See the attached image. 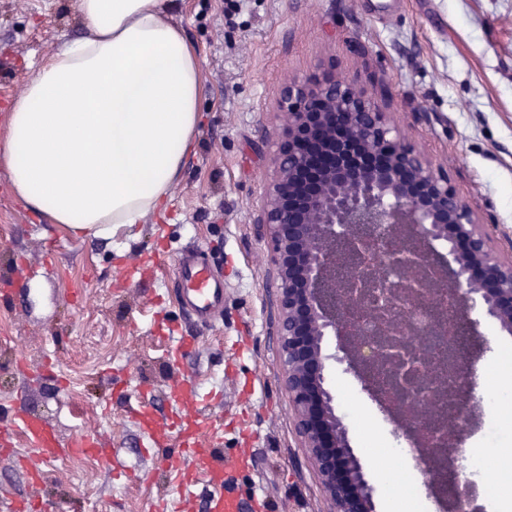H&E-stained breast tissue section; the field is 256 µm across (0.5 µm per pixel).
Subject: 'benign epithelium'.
<instances>
[{"mask_svg": "<svg viewBox=\"0 0 512 512\" xmlns=\"http://www.w3.org/2000/svg\"><path fill=\"white\" fill-rule=\"evenodd\" d=\"M278 136L272 173L254 223L267 227L278 280V349L281 379L291 400L295 429L315 470L330 512H375L376 488L354 453L348 429L325 387L329 364L357 373L363 389L383 399L374 377L377 360L354 343L343 355L330 351L331 336L356 334L345 323L350 278L384 272L385 257L370 269L357 263L363 249L406 227L405 241L442 271L459 300L512 334V253L452 185L447 170L418 150L385 111L346 73L289 79L276 92ZM437 402L399 411L394 434L413 447L427 467V485L454 471L426 451V428Z\"/></svg>", "mask_w": 512, "mask_h": 512, "instance_id": "7a95c632", "label": "benign epithelium"}]
</instances>
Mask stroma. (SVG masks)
I'll return each instance as SVG.
<instances>
[{
	"instance_id": "35a3bbf8",
	"label": "stroma",
	"mask_w": 512,
	"mask_h": 512,
	"mask_svg": "<svg viewBox=\"0 0 512 512\" xmlns=\"http://www.w3.org/2000/svg\"><path fill=\"white\" fill-rule=\"evenodd\" d=\"M172 16L201 63L202 121L164 216L77 240L26 209L0 166V274L17 287L0 296V426L28 413L63 442L88 434L110 444L111 461L80 453L45 466L49 512H66L77 494L96 512H143L177 491L145 458L178 461L177 434L154 443L127 405L190 420L193 409L169 395L188 378L207 395L206 414L224 419L225 454L251 458L224 482L242 512H328L280 378L273 243L253 222L271 171L277 88L288 76L345 72L445 165L511 251L512 0H175ZM84 34L77 0H0V140L28 63ZM186 246L223 265L224 319L209 330L176 302ZM479 331L474 394L493 405L482 374L512 353V335L489 323ZM181 334L199 337L182 356L171 342ZM327 385L385 512L386 477L368 438L399 449L394 426L355 373L331 364ZM462 447L493 464L512 448V425L478 412Z\"/></svg>"
}]
</instances>
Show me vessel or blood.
I'll use <instances>...</instances> for the list:
<instances>
[{"mask_svg":"<svg viewBox=\"0 0 512 512\" xmlns=\"http://www.w3.org/2000/svg\"><path fill=\"white\" fill-rule=\"evenodd\" d=\"M178 265L176 295L181 308L197 328H211L216 313L224 307L223 276L200 261L191 249L181 253ZM168 426L177 430L180 454L189 461L187 467L175 472L179 485L186 489L198 480H206L215 490L210 500V512H238L237 499L224 492V479L238 468L239 459L221 453L223 438L219 427L201 414L195 415L187 426L183 425L180 416L169 415ZM17 432L27 437L40 462L63 459L70 452L69 446L46 421L29 415L17 417L12 426L0 428V452L9 453L13 435ZM16 463L25 469L31 492L14 498L11 512H40L41 503L34 490L44 483L45 473L26 458H17Z\"/></svg>","mask_w":512,"mask_h":512,"instance_id":"obj_1","label":"vessel or blood"}]
</instances>
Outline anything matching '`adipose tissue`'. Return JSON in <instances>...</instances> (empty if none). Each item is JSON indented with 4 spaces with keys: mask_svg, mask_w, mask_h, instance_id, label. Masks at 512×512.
<instances>
[{
    "mask_svg": "<svg viewBox=\"0 0 512 512\" xmlns=\"http://www.w3.org/2000/svg\"><path fill=\"white\" fill-rule=\"evenodd\" d=\"M171 0H78L87 33L48 54L8 114L0 165L78 239L164 212L201 124L202 73Z\"/></svg>",
    "mask_w": 512,
    "mask_h": 512,
    "instance_id": "adipose-tissue-1",
    "label": "adipose tissue"
}]
</instances>
